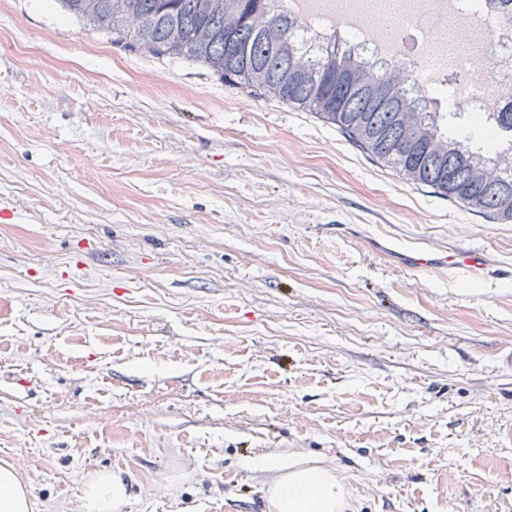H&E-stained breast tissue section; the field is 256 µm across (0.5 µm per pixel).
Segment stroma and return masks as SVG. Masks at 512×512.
Wrapping results in <instances>:
<instances>
[{
    "label": "stroma",
    "mask_w": 512,
    "mask_h": 512,
    "mask_svg": "<svg viewBox=\"0 0 512 512\" xmlns=\"http://www.w3.org/2000/svg\"><path fill=\"white\" fill-rule=\"evenodd\" d=\"M293 453L355 512H512V224L0 0V462L33 512H77L102 469L122 512H265L254 463ZM419 264L429 267L448 266V268H464L476 270L482 266V259L475 253L466 255L439 256L431 253H423L417 258Z\"/></svg>",
    "instance_id": "1"
}]
</instances>
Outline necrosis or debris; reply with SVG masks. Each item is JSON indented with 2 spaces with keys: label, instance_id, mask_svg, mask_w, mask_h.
<instances>
[{
  "label": "necrosis or debris",
  "instance_id": "obj_1",
  "mask_svg": "<svg viewBox=\"0 0 512 512\" xmlns=\"http://www.w3.org/2000/svg\"><path fill=\"white\" fill-rule=\"evenodd\" d=\"M459 2L452 10L448 0H346L351 12L373 15L374 26L348 23L336 31L324 12L308 18V34L337 32L370 61L406 66L430 94L452 89L449 111L484 114L512 101V24L490 0Z\"/></svg>",
  "mask_w": 512,
  "mask_h": 512
}]
</instances>
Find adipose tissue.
Returning a JSON list of instances; mask_svg holds the SVG:
<instances>
[{
	"label": "adipose tissue",
	"mask_w": 512,
	"mask_h": 512,
	"mask_svg": "<svg viewBox=\"0 0 512 512\" xmlns=\"http://www.w3.org/2000/svg\"><path fill=\"white\" fill-rule=\"evenodd\" d=\"M256 467L268 475L267 512H350L345 486L320 461L295 454L268 456ZM130 496L131 487L122 476L97 472L86 484L80 510L120 512ZM0 512H32L29 488L8 462L0 464Z\"/></svg>",
	"instance_id": "obj_1"
}]
</instances>
